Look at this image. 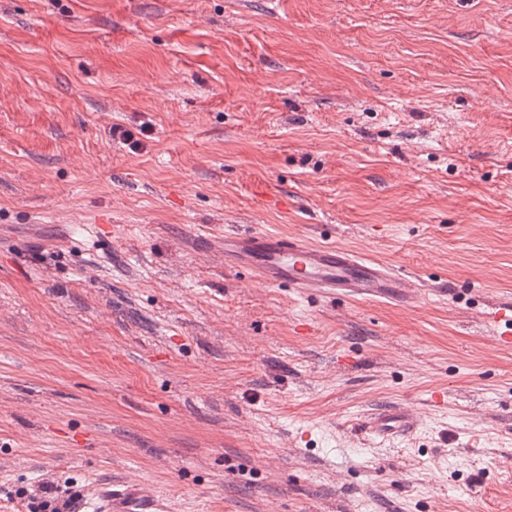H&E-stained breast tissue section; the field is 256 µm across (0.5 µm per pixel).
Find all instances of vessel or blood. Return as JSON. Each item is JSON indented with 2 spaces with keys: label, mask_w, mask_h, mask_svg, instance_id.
<instances>
[{
  "label": "vessel or blood",
  "mask_w": 512,
  "mask_h": 512,
  "mask_svg": "<svg viewBox=\"0 0 512 512\" xmlns=\"http://www.w3.org/2000/svg\"><path fill=\"white\" fill-rule=\"evenodd\" d=\"M224 263L248 270L270 286H286L303 295H342L368 300H413L415 283L384 263L332 244L314 245L300 236L266 231L224 235ZM413 417L386 409L375 414L371 430L388 436L413 427ZM102 512H159V499L137 487L101 490Z\"/></svg>",
  "instance_id": "b4317fda"
}]
</instances>
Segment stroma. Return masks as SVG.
<instances>
[{"instance_id": "obj_1", "label": "stroma", "mask_w": 512, "mask_h": 512, "mask_svg": "<svg viewBox=\"0 0 512 512\" xmlns=\"http://www.w3.org/2000/svg\"><path fill=\"white\" fill-rule=\"evenodd\" d=\"M252 229L429 286L272 287ZM502 302L512 0H0V512H512ZM414 418L400 410L386 409L375 414L370 429L382 436L393 435L413 427ZM18 494L28 499L30 512H65L71 498H65L61 486L54 483L41 485L35 495L28 496L25 490L18 491ZM96 497L100 510L105 512H156L161 509L159 499L133 486H126L124 490L98 488Z\"/></svg>"}]
</instances>
